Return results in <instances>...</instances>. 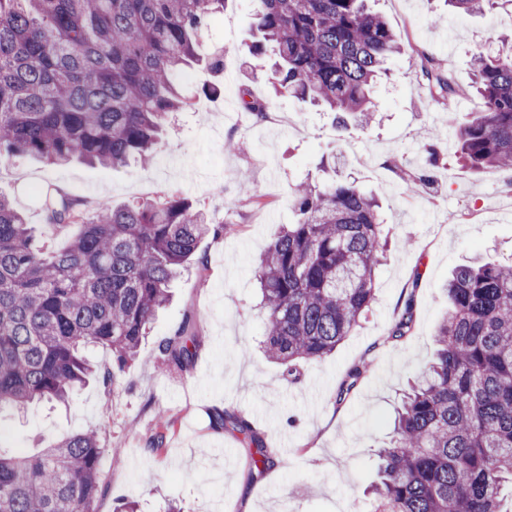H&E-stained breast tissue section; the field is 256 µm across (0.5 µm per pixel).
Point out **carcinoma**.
<instances>
[{
  "label": "carcinoma",
  "instance_id": "carcinoma-1",
  "mask_svg": "<svg viewBox=\"0 0 512 512\" xmlns=\"http://www.w3.org/2000/svg\"><path fill=\"white\" fill-rule=\"evenodd\" d=\"M366 0H258L253 25L277 58L273 83L298 100L370 125L373 84L401 53ZM458 12L512 0H447ZM224 0H0V163L31 155L118 168L148 163L160 131L188 105L184 69L201 58V34ZM483 109L458 123L457 153L472 170L512 167V47L473 57ZM431 96L458 95L432 57L419 55ZM296 221L256 268L263 347L298 379L297 364L332 353L375 301L385 220L348 178L291 190ZM48 226H80L61 249L30 246V229L0 194V410L65 403L95 373L87 346L134 358L172 281L199 242L220 233L208 214L163 195L90 215L77 197L45 201ZM448 315L434 360L409 386L392 435L379 448L377 512H505L512 487V265L462 266L446 284ZM411 307L389 335L406 337ZM199 336L187 321L158 346L182 370ZM217 430L237 432L253 472L276 456L245 418L219 408ZM102 452L96 432L70 433L33 455L0 452V512H95Z\"/></svg>",
  "mask_w": 512,
  "mask_h": 512
}]
</instances>
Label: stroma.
Returning <instances> with one entry per match:
<instances>
[{"label": "stroma", "instance_id": "obj_1", "mask_svg": "<svg viewBox=\"0 0 512 512\" xmlns=\"http://www.w3.org/2000/svg\"><path fill=\"white\" fill-rule=\"evenodd\" d=\"M368 5L402 46L373 87L376 118L368 128H341L334 113L274 94L269 57L250 52L256 0H224L223 16L205 36L209 50L223 52L224 70L187 71L184 92L194 105L171 114L153 161L112 169L18 157L0 166V192L23 212L33 247L44 253L78 231L48 229L42 195L49 188L81 197L90 210L103 200L119 206L174 195L204 207L224 227L200 242L132 361L120 366L111 351L86 348L99 377L67 404L0 414V447L32 454L68 433L96 431L103 448L97 512H115L128 501L139 512H166L172 503L182 512H375L367 488L376 477V450L390 436L404 391L434 357L450 273L478 258L512 263V170L462 167L452 124L480 111V98L469 91L472 59L496 53L512 35V9L462 15L444 0ZM434 15L439 25H430ZM423 51L462 88L452 104L431 97L416 66ZM213 84L221 86L220 96L204 94ZM249 99L265 102V117L245 109ZM431 144L439 149L434 169L426 152ZM331 163L338 176L378 197L392 247L377 271L372 309L335 352L302 364L293 383L262 348L254 267L295 220L292 186L325 180ZM412 174L426 176V183L413 186ZM243 176L254 198L241 195ZM452 213L458 223H449ZM408 306L409 335L391 339V325ZM188 318L201 340L193 367H163L159 342ZM356 365L366 373L337 401ZM112 371L117 381L109 387L100 376ZM216 408L248 420L276 450L279 465L251 474L240 436L212 428ZM161 413L171 426L164 449L155 452L149 440Z\"/></svg>", "mask_w": 512, "mask_h": 512}]
</instances>
